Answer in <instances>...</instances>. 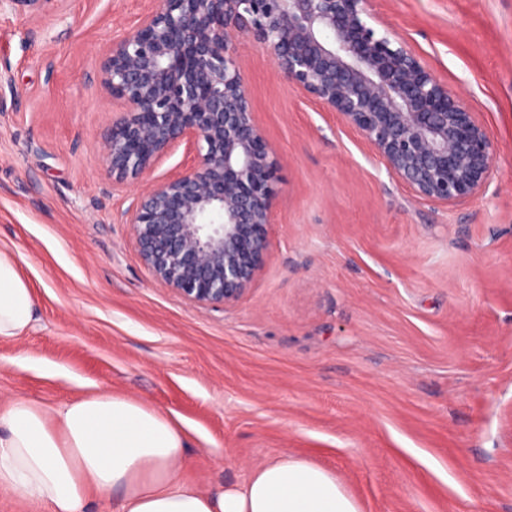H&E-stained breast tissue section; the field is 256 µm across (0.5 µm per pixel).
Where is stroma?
<instances>
[{
	"instance_id": "stroma-1",
	"label": "stroma",
	"mask_w": 512,
	"mask_h": 512,
	"mask_svg": "<svg viewBox=\"0 0 512 512\" xmlns=\"http://www.w3.org/2000/svg\"><path fill=\"white\" fill-rule=\"evenodd\" d=\"M157 0L0 6V251L23 254L36 320L0 339V406L88 392L142 400L188 437L183 477L237 484L288 454L361 512H512V0H369L486 129L478 195L419 196L355 129L237 39L279 160L266 265L235 303L157 284L104 142L114 40Z\"/></svg>"
}]
</instances>
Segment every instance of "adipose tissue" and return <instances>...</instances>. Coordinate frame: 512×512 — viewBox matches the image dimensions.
Masks as SVG:
<instances>
[{"label": "adipose tissue", "mask_w": 512, "mask_h": 512, "mask_svg": "<svg viewBox=\"0 0 512 512\" xmlns=\"http://www.w3.org/2000/svg\"><path fill=\"white\" fill-rule=\"evenodd\" d=\"M20 257L0 252V338L34 324ZM187 436L168 414L123 395L92 392L54 406L0 408V488L48 512H87L119 492L118 512H360L333 472L283 455L240 484L205 490L183 479Z\"/></svg>", "instance_id": "ef3b65f1"}]
</instances>
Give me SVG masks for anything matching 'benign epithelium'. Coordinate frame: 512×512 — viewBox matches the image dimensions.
<instances>
[{"label":"benign epithelium","instance_id":"1","mask_svg":"<svg viewBox=\"0 0 512 512\" xmlns=\"http://www.w3.org/2000/svg\"><path fill=\"white\" fill-rule=\"evenodd\" d=\"M367 3L159 0L112 45L100 80L126 106L104 145L112 179H142L178 144L196 151L126 217L154 280L186 303L236 302L270 253L279 165L255 120L238 36L419 196L451 204L482 189L493 164L486 130L401 42L368 24Z\"/></svg>","mask_w":512,"mask_h":512}]
</instances>
